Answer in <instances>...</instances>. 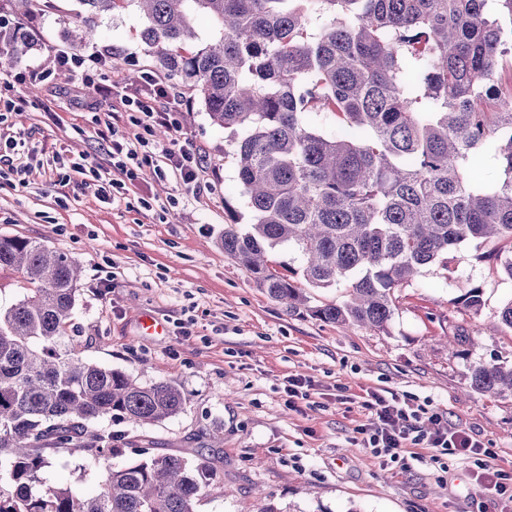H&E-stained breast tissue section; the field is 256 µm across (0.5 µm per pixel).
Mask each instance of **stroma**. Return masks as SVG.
<instances>
[{
  "label": "stroma",
  "mask_w": 512,
  "mask_h": 512,
  "mask_svg": "<svg viewBox=\"0 0 512 512\" xmlns=\"http://www.w3.org/2000/svg\"><path fill=\"white\" fill-rule=\"evenodd\" d=\"M80 10L78 0H51L26 14L0 0V25L33 40L0 58V86L24 102L0 118V133L49 152L95 153L103 107L80 73L55 69L54 57L98 51L107 59L103 83L139 89L149 73L174 88L181 142L201 158L199 188L146 170L128 201L107 204L40 167L23 183L0 179V236L37 240L80 262L68 333L83 357L142 384L176 383L187 404L154 424L97 421L121 434L118 451L105 462L55 453L46 484L91 492L104 466L135 463L147 448L191 461L202 452L218 469L224 494L202 498L197 512H500L473 479V462L454 453L384 461L353 437L367 420L364 389H384L415 406L431 402L449 425L494 448V465L512 474V396L466 391L470 365L512 361V330L487 329L512 299V280L471 245L396 288L386 330L289 312L217 243L245 204L229 135L213 125L197 88L158 67L135 8L100 17L94 35L75 43L69 33ZM33 67L52 75L21 81ZM143 198L151 209L140 206ZM475 287L484 302L477 315L460 305ZM146 315L164 324L163 334H143ZM460 329L474 344L449 347ZM294 375L315 384L300 412L284 390Z\"/></svg>",
  "instance_id": "1"
}]
</instances>
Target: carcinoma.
<instances>
[{"instance_id":"cac0c4a2","label":"carcinoma","mask_w":512,"mask_h":512,"mask_svg":"<svg viewBox=\"0 0 512 512\" xmlns=\"http://www.w3.org/2000/svg\"><path fill=\"white\" fill-rule=\"evenodd\" d=\"M147 19L142 39L164 70L199 88L212 122L231 133L248 223L224 225V253L288 311L383 330L393 290L473 242L512 280V0H79L91 23L125 2ZM212 17L217 39L187 53L193 17ZM319 24L311 29L312 21ZM30 43L0 27V47ZM336 117V133L313 115ZM490 156L497 177L474 176ZM294 252L281 274L270 256ZM31 285L0 307V512H197L224 488L208 458L149 455L106 466L95 490L48 486L50 452L107 459L112 432L100 418L151 424L181 412L182 389L143 385L61 347L80 264L41 242L0 237V268ZM309 286L343 284L341 304L308 305ZM483 307L482 291L461 298ZM469 387L512 394V363L478 362Z\"/></svg>"}]
</instances>
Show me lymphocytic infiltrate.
<instances>
[{
  "label": "lymphocytic infiltrate",
  "instance_id": "obj_1",
  "mask_svg": "<svg viewBox=\"0 0 512 512\" xmlns=\"http://www.w3.org/2000/svg\"><path fill=\"white\" fill-rule=\"evenodd\" d=\"M60 66L78 71L84 84L101 99L115 97L113 86L100 83L98 74L103 57L92 53L77 56L66 52L57 54ZM146 91L120 96V102L136 114L135 131L122 133L115 123L105 122L98 136L105 148L106 162L84 155L80 160L58 159L57 174L63 181H77L93 188L95 196L104 203L119 201L128 182L134 181L144 168H152L157 178L168 173L180 176L185 185L197 179L200 158L187 147H161L150 142L156 128H164L171 138H178L180 126L175 118L179 102L169 87L146 75ZM361 406L369 413V423L362 428L361 445L380 459L397 460L407 449L420 446L435 455L454 452L473 460L477 479L488 493L503 500L512 508V475L490 466L494 452L481 440L461 430L449 427L447 420L436 410L412 406L377 390H366Z\"/></svg>",
  "mask_w": 512,
  "mask_h": 512
}]
</instances>
